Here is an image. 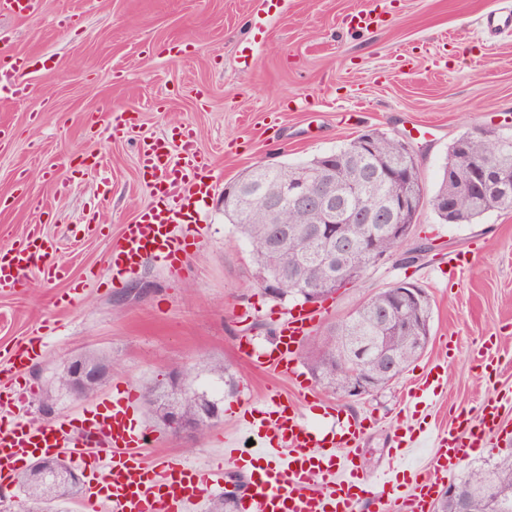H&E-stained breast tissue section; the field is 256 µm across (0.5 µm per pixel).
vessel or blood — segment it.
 Returning a JSON list of instances; mask_svg holds the SVG:
<instances>
[{"instance_id":"vessel-or-blood-1","label":"vessel or blood","mask_w":512,"mask_h":512,"mask_svg":"<svg viewBox=\"0 0 512 512\" xmlns=\"http://www.w3.org/2000/svg\"><path fill=\"white\" fill-rule=\"evenodd\" d=\"M40 0H0V12L29 19ZM38 63L33 57L11 56L0 65V93L28 97L26 80ZM144 174L149 175L153 201L142 208L112 246V271L133 272L142 258L174 265L184 237L178 232L191 205L210 198L215 190L192 130H183L178 145L148 139L139 148ZM37 268L43 280L63 278V265L48 259L40 225H31L25 238L0 250V293L17 288L21 273ZM318 319L317 311L300 307L288 311L276 327L270 346L256 350L250 337L238 339L243 357L288 378H297L294 354ZM42 355L39 339L18 341L12 355L0 362L8 381H0V406L23 408L29 395L20 375ZM133 391L119 393L77 417L45 426L0 421V487L10 485L20 464L31 456L66 455L77 469L89 472L84 498L93 512H193L214 490L223 488L226 469L246 479L243 512H358L371 501L374 512H430L441 484L455 475L464 456L495 433L503 423V403L490 399L478 419L462 418L456 426L429 435L423 428L409 429L398 441L387 466L364 478L356 465L357 445L364 432L360 421L336 417L329 402L318 409L336 417L338 429L317 434L302 421L294 401L274 393L266 408L243 416V442H232L222 460L206 467L191 466L148 454L155 441L150 428L136 414ZM430 444V469L405 466L416 448Z\"/></svg>"}]
</instances>
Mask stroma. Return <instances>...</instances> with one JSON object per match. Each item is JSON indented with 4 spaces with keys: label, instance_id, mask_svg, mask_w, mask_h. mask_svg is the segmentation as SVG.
Returning a JSON list of instances; mask_svg holds the SVG:
<instances>
[{
    "label": "stroma",
    "instance_id": "stroma-1",
    "mask_svg": "<svg viewBox=\"0 0 512 512\" xmlns=\"http://www.w3.org/2000/svg\"><path fill=\"white\" fill-rule=\"evenodd\" d=\"M512 0H41L32 19L0 15V36L14 52L39 57L31 95L0 99V248L37 224L52 259L67 268L45 282L23 273L15 293L0 296V359L25 336L43 354L23 374L31 386L23 420L45 426L87 406V399L45 384L72 359L97 352L118 368L99 394L125 389L137 416L156 437L151 455L188 464L223 456L242 433L238 402L254 408L270 391L299 400L306 423L332 430L315 398L363 420L361 470L383 469L395 440L411 426L436 432L459 412L478 416L492 394L512 397V212L491 211L470 224H443L430 200L448 149L471 125H512V36L484 32L483 15ZM375 9L378 25L347 28L350 15ZM267 19L250 36L256 14ZM251 43L249 67L239 50ZM132 115L130 133L114 138V116ZM192 128L210 175L211 198L199 208L176 268L144 258L134 273L113 279L112 243L123 224L151 202L139 162L146 137ZM376 130L409 141L422 172L425 204L409 247L432 251L408 268L385 262L354 287L323 303L295 360L299 381L244 360L237 341L249 332L269 344L289 306L265 297L254 282L247 243L224 217V188L258 165H298ZM94 159L80 168L81 158ZM108 178L111 191L99 195ZM41 199L35 209L32 199ZM432 299L430 342L388 387L350 401L313 378L306 353L327 324L350 313L376 289L398 280ZM72 306L58 304L74 284ZM490 348L500 360L489 375L475 359ZM223 361L231 385L206 362ZM191 372L196 389L223 394L219 421L176 433L152 421L143 399L147 380L170 370ZM438 379L435 391L412 395L411 383Z\"/></svg>",
    "mask_w": 512,
    "mask_h": 512
}]
</instances>
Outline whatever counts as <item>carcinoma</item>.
<instances>
[{"label": "carcinoma", "instance_id": "carcinoma-1", "mask_svg": "<svg viewBox=\"0 0 512 512\" xmlns=\"http://www.w3.org/2000/svg\"><path fill=\"white\" fill-rule=\"evenodd\" d=\"M469 138V155L461 156L448 150V164L457 169L460 179L448 178L443 172L438 195L453 197L463 194L466 182L461 179L471 160L489 162L500 160L512 167V144L502 150L496 136L485 129L475 127L464 132ZM399 141L386 133L373 132V140L364 145L356 138L345 146L317 156L296 166L258 167L242 173L224 204V216L235 225L238 233L246 240L255 266V281H260L262 268H281L286 279L275 285L274 300L285 302L296 300L299 288L292 281L297 274L304 281L327 287L346 268L363 273L370 269L375 254H387L399 258L403 267L414 263L417 254L430 249L426 243L411 250H403V242L395 238L384 224H362V233L354 237L348 249L338 250L328 258L324 255L321 241L311 235L310 230L317 225L318 213L314 209L290 206L278 211H269L262 198L277 185V178L296 171L315 172L328 166L336 173V184L326 187V191L336 198L335 225L343 227L357 221L363 208L380 198L398 199L413 192H422V176L418 165L407 167V179L401 183L383 181L378 187L367 185L368 176L375 170L392 165H404ZM468 211L467 222L472 223L484 214L493 211L512 212V204L503 206L497 198L473 193L462 200ZM288 226V238H277L279 227ZM398 320L414 321L432 319V303L427 301L420 307L402 306L392 296V287L373 293L356 310L349 314L345 323L346 331L339 332L330 326L322 334V342L327 348L314 349L307 357V364L315 379L327 390L337 392L349 384V376L336 351L328 348L332 343L345 342L357 346L366 338H374L380 347L392 352L401 368H406L417 360L424 349L410 340V333L386 320V316ZM366 368L377 386L387 387L395 380L396 374L387 372L375 361H365ZM146 402L151 414L160 422L167 423L169 411L177 409L189 423H198L202 429L210 424L203 416L207 405L217 406L223 399H217L205 392L196 390L183 372L171 373L170 382H155L145 387ZM65 465L59 458H49L17 475V483L23 496L32 501L35 508L44 504L64 503L77 495L73 484L56 476V471ZM464 483L467 494V512H512V453L472 468L457 477Z\"/></svg>", "mask_w": 512, "mask_h": 512}]
</instances>
